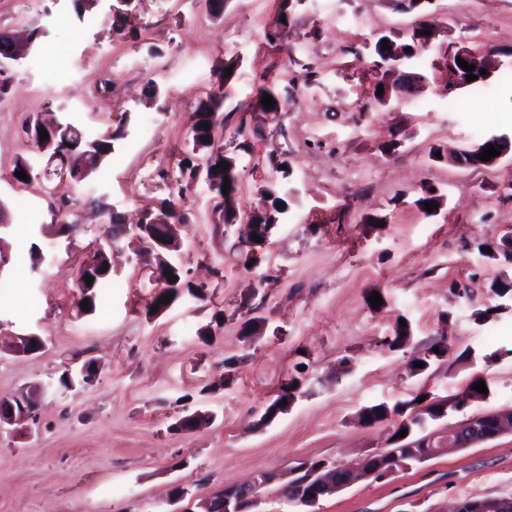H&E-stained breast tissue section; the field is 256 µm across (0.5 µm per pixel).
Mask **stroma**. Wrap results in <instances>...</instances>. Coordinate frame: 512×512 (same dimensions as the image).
I'll use <instances>...</instances> for the list:
<instances>
[{
	"mask_svg": "<svg viewBox=\"0 0 512 512\" xmlns=\"http://www.w3.org/2000/svg\"><path fill=\"white\" fill-rule=\"evenodd\" d=\"M117 5L96 0L79 15L72 0H0V29L41 32L0 72V338L46 341L32 357L0 353V397L43 387L31 432L0 433V512H169L178 483L205 496L301 460L351 463L389 446L390 423L360 426L362 407L421 391L452 398L476 376L489 398L429 431L512 406V299L490 291L512 279V264L479 251L512 233V152L484 169L443 159L512 137L502 119L512 113V0H224L217 15L207 0H132L123 29L112 24ZM425 22L432 36L405 66L422 89L382 102L378 88L394 77L376 65L377 39L409 43ZM454 43L501 52L484 93H446ZM217 85L218 138L239 171L235 211L220 222L208 191L187 190L179 255L206 296L153 316L154 256L131 236L107 243L102 211L133 223L159 207L168 189L156 171L189 154L191 116ZM264 87L278 112L262 108ZM39 117L70 119L89 136L121 117L126 133L92 177L62 183L27 132ZM21 156L34 173L16 185ZM271 186L288 211L248 269L246 220ZM431 190L439 204L428 212L416 201ZM61 197L73 200L77 231L52 220ZM104 243L113 274L83 315L77 269ZM401 316L409 343L382 348ZM254 318L264 326L252 337ZM443 336L449 357L413 374L417 351ZM88 362L91 383L60 385L65 366ZM292 378L302 382L295 402L262 423ZM198 409L214 421L174 430ZM508 495L510 432L356 484L316 512H447L462 498Z\"/></svg>",
	"mask_w": 512,
	"mask_h": 512,
	"instance_id": "1",
	"label": "stroma"
}]
</instances>
